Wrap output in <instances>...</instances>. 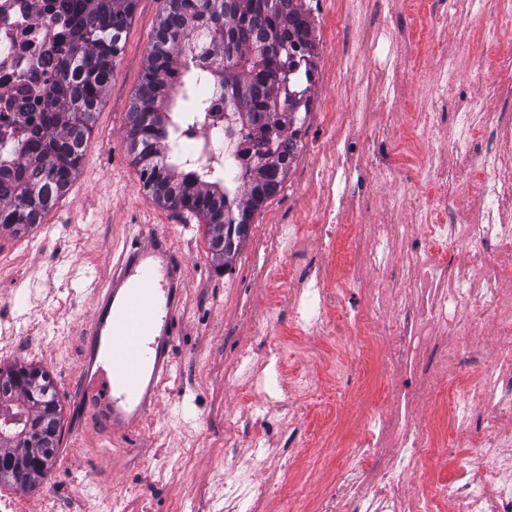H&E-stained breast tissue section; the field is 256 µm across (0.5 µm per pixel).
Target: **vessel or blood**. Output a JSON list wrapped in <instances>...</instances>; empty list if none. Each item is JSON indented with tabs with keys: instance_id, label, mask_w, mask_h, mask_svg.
Here are the masks:
<instances>
[{
	"instance_id": "b4317fda",
	"label": "vessel or blood",
	"mask_w": 512,
	"mask_h": 512,
	"mask_svg": "<svg viewBox=\"0 0 512 512\" xmlns=\"http://www.w3.org/2000/svg\"><path fill=\"white\" fill-rule=\"evenodd\" d=\"M184 276L165 236L151 232L119 257L107 283L84 285L91 315L78 330L81 391L112 432L134 428L162 397L174 368Z\"/></svg>"
}]
</instances>
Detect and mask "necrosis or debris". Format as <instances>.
I'll list each match as a JSON object with an SVG mask.
<instances>
[{
	"instance_id": "4bbe7bcc",
	"label": "necrosis or debris",
	"mask_w": 512,
	"mask_h": 512,
	"mask_svg": "<svg viewBox=\"0 0 512 512\" xmlns=\"http://www.w3.org/2000/svg\"><path fill=\"white\" fill-rule=\"evenodd\" d=\"M489 0H432L430 12L410 20V34H403L397 25L376 30L370 49L379 62L394 90L396 100H404L405 91L398 79L400 62L413 47L424 45L436 52L434 40L437 13L452 10L458 25H466L469 17L482 13ZM62 0H0V144L16 142L25 134L31 112L42 110L48 91L56 78L55 65L67 46L70 14L62 8ZM430 108L423 114L421 126L413 136L425 145L417 175L430 177L436 187L433 196L421 207L430 215L429 223L419 225L416 233L406 240V255L420 271L419 285L437 290L438 295L427 303L422 313L400 305L393 289H379L381 303L398 306L399 331L405 337L403 348L390 350L385 362L386 371L407 363L416 352L419 339L415 332L418 320H425L434 330H445L448 337L439 348L437 368L447 369L471 352L470 339L477 325L493 319L501 335H512V276L500 267L485 274L484 290L473 295L468 277L447 268L444 253L460 249L479 259H487L512 246V223L505 215L512 210V158L503 147L512 142V114L491 112L484 129L493 144L469 157L471 169L485 179L479 202V215L469 224L457 221V214L465 202L456 193L458 177L450 173L443 161L447 127L469 132L473 125L474 104L460 98L453 125H446L444 114L448 108V86L433 85ZM208 110L201 125L187 140L199 164L214 168L222 161L212 147L214 133L224 130V95L215 87L201 89ZM340 95L338 85L326 86L320 98V110L327 137L310 155V180L314 194V224L320 229L319 240L323 250L334 251L341 236L358 239L367 236L366 251H349L345 265L347 277L332 279L316 268L296 271L291 281L298 289L288 314L290 326L304 336H343L346 327L356 325L359 315L337 316L332 312L335 293L360 287L364 276L385 263L394 245L381 235L375 225L339 223V215L352 208L355 197L354 148L364 147L366 141L388 148L400 139L397 131L382 128L366 132L363 113H347L344 121H337ZM285 355L283 346L271 348L263 360H256L253 351L241 350L238 365L247 367L249 375L244 382L252 396L249 409L260 414L281 406V395L273 381ZM484 411L489 429L472 454L475 465L459 472L447 482H436L418 492L415 512H444L445 505H453L454 512H512V456L502 455L501 439L494 424L505 416H512V346L506 345L494 355V366L487 370L482 381L472 387L448 388V414L459 435H467L476 411ZM252 456L241 460L234 479L224 485V512H238L241 501L256 495L253 473L258 459L264 457L267 443L255 439ZM427 428L418 426L411 418H404L403 426L392 445L385 477L380 488L371 494L355 490L357 470L362 460L371 456L373 444L355 441L346 460L348 467L344 483L348 488L341 502L324 499L318 512H397L393 495L405 474L418 466L428 451Z\"/></svg>"
}]
</instances>
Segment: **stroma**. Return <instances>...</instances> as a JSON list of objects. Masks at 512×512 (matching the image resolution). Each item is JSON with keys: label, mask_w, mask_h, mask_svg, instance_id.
Instances as JSON below:
<instances>
[{"label": "stroma", "mask_w": 512, "mask_h": 512, "mask_svg": "<svg viewBox=\"0 0 512 512\" xmlns=\"http://www.w3.org/2000/svg\"><path fill=\"white\" fill-rule=\"evenodd\" d=\"M335 16L326 17L322 37L338 25L343 47L355 73L341 86V109L354 111L363 93L355 77L373 72L375 60L367 48L369 31L386 19L375 0H334ZM164 0H138L123 52L95 114L92 134L78 176L43 224L15 237L0 232V321L15 326L17 335H0V366L33 364L45 369L57 389L62 407V432L49 475L33 490L21 491L0 483V498L13 499L17 512H218L216 500L224 491L225 472L237 465L239 452L248 450L255 435L271 438V453L254 480L265 485L264 496L246 500L244 512H284L289 496L315 512L321 498L334 494L345 469L336 445L356 436L362 416L376 413L385 423L362 483L370 489L380 482L388 460L390 438L400 419L396 405L406 400L418 420L433 422L436 454L408 474L398 491L409 502L417 490L434 480H447L456 469L468 467L471 447L449 425L445 393L430 390L421 373L431 362L432 347L441 333L429 335L416 355L417 371L384 373L377 363L399 342L398 323L390 308H378V288L399 284L407 304L419 305L425 293L415 288L402 252H394L365 284L347 295L345 309L378 313L385 331L366 338L349 332L344 344L332 336H301L288 325L293 301L288 273L278 283L265 279V253L282 218L301 222L294 254L281 265L320 263L339 276L335 254H319L315 227L307 223L310 190L308 154L323 137L319 114H310L301 131L302 144L283 191L268 200L253 217L249 234L231 268L216 269L208 254L205 226L187 213L157 205L142 187L125 130L130 106L142 80L144 62ZM498 33L499 52L512 54V31H499L492 13L472 19L467 32L455 24L436 31L442 55L427 58L426 48L410 53L407 63L425 62L428 75H437L443 59L461 68L463 88L480 90L470 62L489 35ZM408 100L366 114L369 127L402 128L410 124L428 98L426 88L407 87ZM369 189L368 198L342 223L381 224L392 241L411 223L408 212L395 204V188L379 183L371 155L360 158ZM168 236L188 264L189 283L183 295L182 332L174 342L176 375L164 385V402L142 421L131 437L112 435L79 397L82 350L76 330L89 316L81 295L83 274L107 279L123 248L139 241L142 225ZM288 345L280 377L284 408L262 416L249 413L247 390L230 376L236 355L250 349L264 355L278 342ZM503 338L493 323H485L476 338V351L450 371L454 384L473 383L491 364L490 353ZM369 357L363 370L350 375L347 391L335 405L321 402L335 386L331 367L336 359L351 362ZM305 375L311 390L301 391L295 378ZM301 444L305 455L288 464L290 444Z\"/></svg>", "instance_id": "35a3bbf8"}]
</instances>
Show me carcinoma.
Here are the masks:
<instances>
[{"label": "carcinoma", "instance_id": "obj_1", "mask_svg": "<svg viewBox=\"0 0 512 512\" xmlns=\"http://www.w3.org/2000/svg\"><path fill=\"white\" fill-rule=\"evenodd\" d=\"M76 19L61 70L50 90L55 108L17 145L11 186L0 193V229L27 232L43 222L76 178L95 112L112 78L138 0H68ZM146 56L142 82L128 112L126 136L143 188L159 205L203 221L211 261L230 266L240 243H224V225L250 224L283 187L299 150L293 114L308 111V88L293 73L314 44L303 0H166ZM206 39L205 70L186 60L197 36ZM215 76L229 108L224 114V169L253 155L239 182L207 175L186 155L183 136L206 111L201 87ZM0 407L20 416L0 426V482L13 484L8 463H33L24 490L47 477L58 444L61 410L49 374L38 366L0 367ZM45 422L43 442L24 439L28 419Z\"/></svg>", "mask_w": 512, "mask_h": 512}]
</instances>
